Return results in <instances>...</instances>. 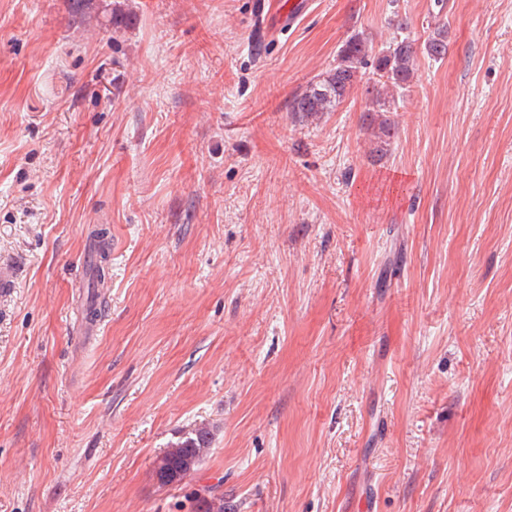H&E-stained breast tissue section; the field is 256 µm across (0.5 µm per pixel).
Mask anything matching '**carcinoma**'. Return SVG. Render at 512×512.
<instances>
[{"mask_svg":"<svg viewBox=\"0 0 512 512\" xmlns=\"http://www.w3.org/2000/svg\"><path fill=\"white\" fill-rule=\"evenodd\" d=\"M447 50L448 31L441 27L433 31L425 42L424 51L430 58L438 60L445 56ZM416 56L414 44L407 37L394 39L385 51L374 55L367 39L360 34H354L338 50L336 65L322 79L293 99L291 111L306 115L333 111L362 82V70L369 67L378 79L372 84L366 83V92L371 94L366 121L368 126L375 129L378 150L382 151L392 131V125L384 118V113L393 109L394 93L404 91L409 86ZM106 235L107 229L103 227L91 231L97 249L90 286L97 289L104 287L106 280ZM211 440V432L206 427H198L187 433L165 453L164 460L168 470L175 471L181 477L196 469L199 464L196 449L208 447Z\"/></svg>","mask_w":512,"mask_h":512,"instance_id":"carcinoma-1","label":"carcinoma"}]
</instances>
